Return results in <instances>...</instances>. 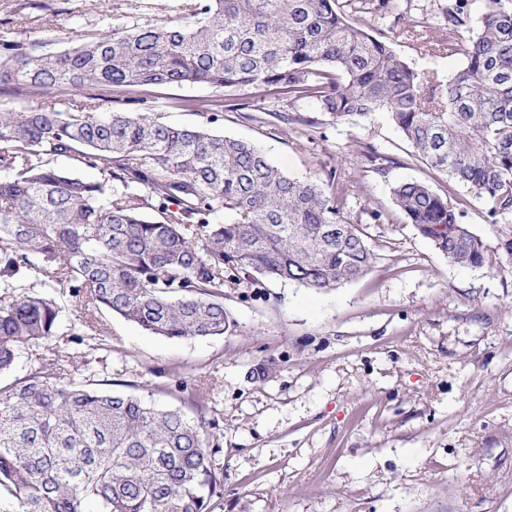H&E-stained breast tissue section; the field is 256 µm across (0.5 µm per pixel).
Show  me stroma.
I'll return each mask as SVG.
<instances>
[{
	"mask_svg": "<svg viewBox=\"0 0 512 512\" xmlns=\"http://www.w3.org/2000/svg\"><path fill=\"white\" fill-rule=\"evenodd\" d=\"M186 0H0L1 39L50 38L68 48L81 25L178 18ZM396 38V54L440 79L462 53H427ZM125 112L151 109L170 123L251 142L286 175L335 176L346 210L375 254L371 270L316 291L259 278L225 289L234 325L209 338L169 340L117 316L106 335L84 331L78 298L60 289L52 341L19 349L12 376L60 359L72 381L118 379L133 393L213 423L221 482L214 512H512V219L486 221L469 199L467 220L487 252L483 266L453 264L407 224L391 188L443 175L378 112L338 122L310 102L262 90L185 84L113 92ZM288 123L268 125L270 110ZM391 158L385 171L377 160ZM82 341L75 342L71 333ZM275 367L263 380L253 368Z\"/></svg>",
	"mask_w": 512,
	"mask_h": 512,
	"instance_id": "obj_1",
	"label": "stroma"
}]
</instances>
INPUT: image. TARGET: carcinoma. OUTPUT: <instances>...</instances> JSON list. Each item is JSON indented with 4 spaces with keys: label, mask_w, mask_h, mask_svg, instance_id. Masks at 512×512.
I'll list each match as a JSON object with an SVG mask.
<instances>
[{
    "label": "carcinoma",
    "mask_w": 512,
    "mask_h": 512,
    "mask_svg": "<svg viewBox=\"0 0 512 512\" xmlns=\"http://www.w3.org/2000/svg\"><path fill=\"white\" fill-rule=\"evenodd\" d=\"M184 10L180 23L75 28L64 50L0 43V85L32 101L0 106V374L20 347L58 335L60 307L28 288L68 289L100 335L104 309L154 336L204 338L233 325L230 283L334 289L372 266L335 175L292 179L252 143L106 109L105 89L253 87L338 122L385 112L412 156L483 200L493 223L512 216V0L438 7L431 50L465 58L445 83L350 21L339 0H188ZM56 156L104 178L57 169ZM391 195L451 262L484 265L455 190L404 181ZM195 407L189 417L65 382L55 359L0 383V512H213L210 422Z\"/></svg>",
    "instance_id": "carcinoma-1"
}]
</instances>
